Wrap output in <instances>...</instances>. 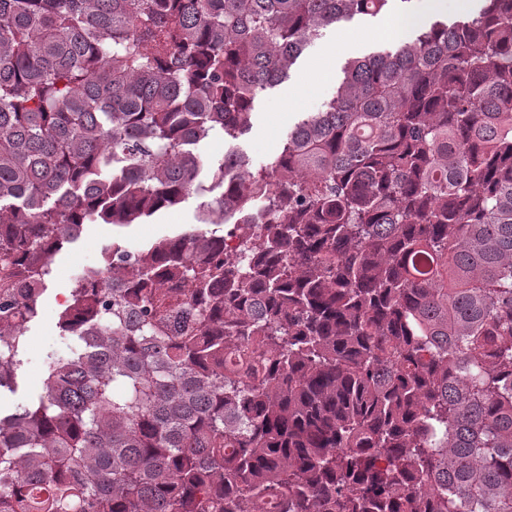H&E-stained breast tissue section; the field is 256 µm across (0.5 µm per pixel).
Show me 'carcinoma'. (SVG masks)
<instances>
[{
    "label": "carcinoma",
    "instance_id": "1",
    "mask_svg": "<svg viewBox=\"0 0 512 512\" xmlns=\"http://www.w3.org/2000/svg\"><path fill=\"white\" fill-rule=\"evenodd\" d=\"M396 1L0 0V388L15 282L182 203L193 146ZM240 167L215 229L77 277L70 351L0 416V512H512V0L348 61Z\"/></svg>",
    "mask_w": 512,
    "mask_h": 512
}]
</instances>
